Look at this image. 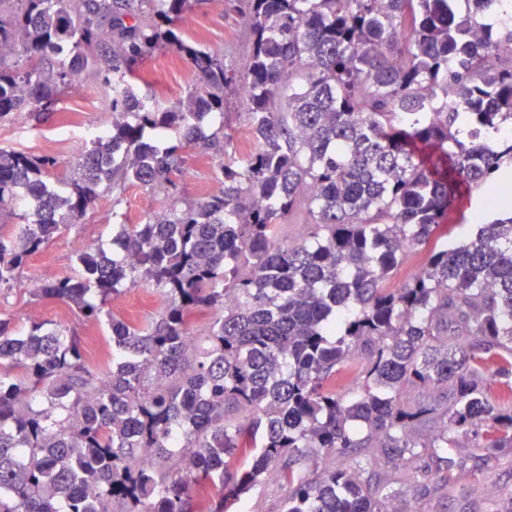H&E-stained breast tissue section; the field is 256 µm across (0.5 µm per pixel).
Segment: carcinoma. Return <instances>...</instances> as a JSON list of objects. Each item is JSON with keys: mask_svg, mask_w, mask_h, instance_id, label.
<instances>
[{"mask_svg": "<svg viewBox=\"0 0 512 512\" xmlns=\"http://www.w3.org/2000/svg\"><path fill=\"white\" fill-rule=\"evenodd\" d=\"M225 4L249 45L241 71L186 37L193 0H0V120L51 110L83 74L112 103L58 188L55 157L0 150V216L15 219L0 294L105 184L173 199L39 288L108 321L111 368L73 331L0 319V512H230L272 473L282 512H395L401 491L365 460L427 494L474 428L496 432L487 454L512 453V399L491 403L483 373L512 364V0ZM166 48L197 81L147 106L143 65ZM230 92L258 142L241 161L232 134L201 131ZM185 150L224 155V189L180 207ZM473 187L491 206L450 245L443 218ZM300 205L310 221L289 243L279 223ZM127 284L159 293L158 317L106 309Z\"/></svg>", "mask_w": 512, "mask_h": 512, "instance_id": "carcinoma-1", "label": "carcinoma"}]
</instances>
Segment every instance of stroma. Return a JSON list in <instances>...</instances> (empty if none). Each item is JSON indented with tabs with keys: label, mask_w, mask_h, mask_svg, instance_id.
I'll return each instance as SVG.
<instances>
[{
	"label": "stroma",
	"mask_w": 512,
	"mask_h": 512,
	"mask_svg": "<svg viewBox=\"0 0 512 512\" xmlns=\"http://www.w3.org/2000/svg\"><path fill=\"white\" fill-rule=\"evenodd\" d=\"M182 26L187 37L223 52L227 63L235 68L244 67L247 43L240 34L238 16L225 12L224 0H196ZM144 71L148 81L141 85L140 96L167 106L184 97L196 81L190 64L171 49L148 60ZM111 124L108 95L97 83L82 79L61 97L49 117L17 112L0 121V147L54 156L58 160L57 175L65 176L75 167L83 130ZM217 163L212 154L184 153L179 178L181 197L197 201L222 191V184L214 177ZM169 206L163 195L137 183L127 184L118 195L103 193L77 224L62 230L46 249L28 259L12 288L0 295V317L13 319L21 329L32 319L61 329H76L92 363L110 365L112 335L108 325L81 321L74 306L38 296L33 284L76 275L77 253L84 243L111 248L117 223L141 224ZM163 307V299L140 284L125 288L109 305L114 314L135 322L157 317ZM491 435V430L483 427L477 434L460 438L453 465L442 473L448 482L444 496L424 500L408 492V480L386 459L374 460L372 468L394 486L406 488V495L396 503L399 512H507L512 507V454L481 465L473 459L477 446Z\"/></svg>",
	"instance_id": "35a3bbf8"
}]
</instances>
